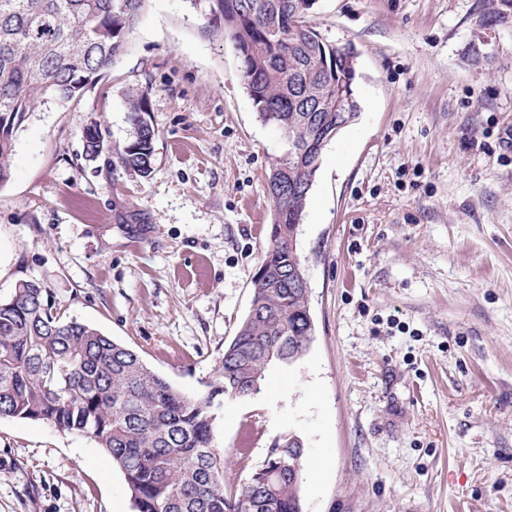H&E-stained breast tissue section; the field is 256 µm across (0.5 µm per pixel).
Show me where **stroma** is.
<instances>
[{
    "label": "stroma",
    "instance_id": "1",
    "mask_svg": "<svg viewBox=\"0 0 512 512\" xmlns=\"http://www.w3.org/2000/svg\"><path fill=\"white\" fill-rule=\"evenodd\" d=\"M498 0H316L357 52L358 119L324 149L295 246L315 339L214 426L224 482L284 431L303 512H512V16ZM155 129L125 170L128 99ZM103 150L86 157L84 129ZM241 60L190 0H147L112 67L38 104L0 183V299L36 278L64 317L203 392L246 317L282 151ZM0 512H134L88 436L0 417Z\"/></svg>",
    "mask_w": 512,
    "mask_h": 512
}]
</instances>
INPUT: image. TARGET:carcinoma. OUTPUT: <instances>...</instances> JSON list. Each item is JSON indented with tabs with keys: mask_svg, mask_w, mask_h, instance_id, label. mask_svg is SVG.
<instances>
[{
	"mask_svg": "<svg viewBox=\"0 0 512 512\" xmlns=\"http://www.w3.org/2000/svg\"><path fill=\"white\" fill-rule=\"evenodd\" d=\"M299 0H194L241 55V79L257 117L277 128L288 156L268 176L269 242L252 281V304L224 347L205 390L186 396L131 348L63 317L38 279L0 300V417L45 421L91 437L124 475L136 512H302L305 444L288 432L262 465L224 484L214 446L216 410L242 382L260 389L267 369L291 366L315 336L309 289L294 276L295 240L321 143L336 131L342 53L297 10ZM146 0H0V183L10 176L24 115L47 99L69 100L126 48ZM142 94L129 103L123 167L150 174L155 130ZM97 126L85 155L101 152Z\"/></svg>",
	"mask_w": 512,
	"mask_h": 512,
	"instance_id": "carcinoma-1",
	"label": "carcinoma"
}]
</instances>
